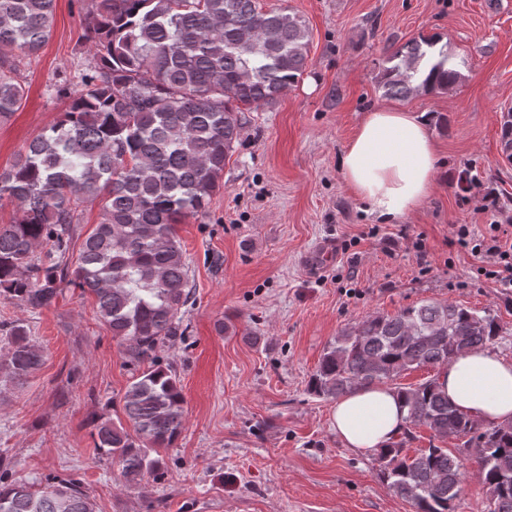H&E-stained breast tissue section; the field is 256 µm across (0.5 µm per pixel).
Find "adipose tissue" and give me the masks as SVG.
Returning <instances> with one entry per match:
<instances>
[{
	"mask_svg": "<svg viewBox=\"0 0 512 512\" xmlns=\"http://www.w3.org/2000/svg\"><path fill=\"white\" fill-rule=\"evenodd\" d=\"M436 159L423 115L379 107L365 115L339 158V169L367 214L378 223L396 224L432 193ZM435 383L460 411L483 425L512 422L511 360L470 350L442 369ZM406 416L395 390L373 386L339 397L332 422L347 447L368 455L395 440Z\"/></svg>",
	"mask_w": 512,
	"mask_h": 512,
	"instance_id": "ef3b65f1",
	"label": "adipose tissue"
}]
</instances>
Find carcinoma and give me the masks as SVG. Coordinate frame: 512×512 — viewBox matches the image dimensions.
Masks as SVG:
<instances>
[{"label": "carcinoma", "mask_w": 512, "mask_h": 512, "mask_svg": "<svg viewBox=\"0 0 512 512\" xmlns=\"http://www.w3.org/2000/svg\"><path fill=\"white\" fill-rule=\"evenodd\" d=\"M91 59L79 88L47 132L0 172V202L17 220L0 227V294L24 307L51 306L61 284L95 295L101 318L128 363L139 370L124 395L133 432L94 421V448L133 482L162 466L150 455L182 429L183 395L159 345L186 334L181 309L192 294L176 225L203 213L224 187L226 162L245 124L243 107L273 102L309 65L311 35L295 13L265 11L260 0H91ZM55 0H0V118L22 104V58L51 34ZM413 38L389 53L378 86L392 97L446 91L462 74L437 48ZM426 67L424 78H413ZM502 150L512 160V110L503 113ZM104 198L102 220L69 258L79 205ZM42 252H36L37 248ZM497 316L447 302L410 305L393 317L371 315L344 329L324 353L309 389L338 398L406 371L443 368L466 350L494 342ZM7 376L21 379L41 355L28 328L7 331ZM408 409L402 437L378 454L379 472L415 512H458L465 495L460 459L430 444L404 454L421 426L435 440H463L474 453L487 512H512V423L486 427L461 412L428 380L398 387ZM0 512H95L76 480L33 492L0 474Z\"/></svg>", "instance_id": "obj_1"}]
</instances>
